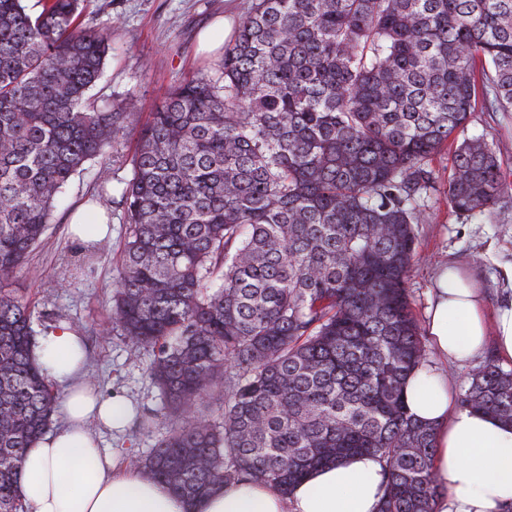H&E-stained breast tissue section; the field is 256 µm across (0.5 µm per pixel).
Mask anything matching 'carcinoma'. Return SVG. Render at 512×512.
Here are the masks:
<instances>
[{
    "label": "carcinoma",
    "instance_id": "carcinoma-1",
    "mask_svg": "<svg viewBox=\"0 0 512 512\" xmlns=\"http://www.w3.org/2000/svg\"><path fill=\"white\" fill-rule=\"evenodd\" d=\"M82 0H0V277L26 262L72 177L104 161L135 96L90 95L110 34ZM512 112V0H251L221 75L170 92L138 135L112 328L154 349L147 376L181 424L140 472L196 500L227 484L289 493L377 458L379 512H432L434 427L404 399L426 361L407 282L428 162L456 141L447 198L495 218L494 142ZM29 304L0 293V512H20L26 449L59 396L31 357ZM217 396L220 421L199 417ZM461 408L512 424V366L488 355ZM467 136L487 137L500 145L501 169L512 196V112H472L467 124Z\"/></svg>",
    "mask_w": 512,
    "mask_h": 512
}]
</instances>
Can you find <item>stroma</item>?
I'll return each instance as SVG.
<instances>
[{
    "label": "stroma",
    "instance_id": "1",
    "mask_svg": "<svg viewBox=\"0 0 512 512\" xmlns=\"http://www.w3.org/2000/svg\"><path fill=\"white\" fill-rule=\"evenodd\" d=\"M250 4L251 0H85L79 16L81 26L111 34L112 50L104 75L92 91L94 98L109 107L120 104L127 93H135L140 108L137 127L110 150L107 189L99 187L95 161L72 178L41 243L22 268L0 281V291L29 301L35 334L60 323L76 327L86 340L88 374L100 394L136 402L137 415L126 432L98 429L101 446L108 451L147 455L176 425L144 371L152 357L151 347L137 345L112 328V291L127 228L121 192L133 175L137 128L164 104L171 88L199 72L219 76L223 53L199 52L198 33L219 18L227 31H234ZM466 134L500 145L501 169L512 189V112L472 113ZM451 165V151L434 156L436 185L428 201L430 219L417 227V254L408 288L419 318L425 315L440 263H459L474 276L491 310L504 298L499 267L512 263V209L493 221L454 213L445 195ZM89 198L108 211L112 235L99 241L93 262L85 265L82 245L70 238L67 228L69 213Z\"/></svg>",
    "mask_w": 512,
    "mask_h": 512
}]
</instances>
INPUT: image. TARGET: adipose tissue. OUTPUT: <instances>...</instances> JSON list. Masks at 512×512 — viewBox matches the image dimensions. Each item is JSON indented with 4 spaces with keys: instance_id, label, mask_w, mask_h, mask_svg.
I'll list each match as a JSON object with an SVG mask.
<instances>
[{
    "instance_id": "adipose-tissue-1",
    "label": "adipose tissue",
    "mask_w": 512,
    "mask_h": 512,
    "mask_svg": "<svg viewBox=\"0 0 512 512\" xmlns=\"http://www.w3.org/2000/svg\"><path fill=\"white\" fill-rule=\"evenodd\" d=\"M436 365H423L405 387L417 420L435 428L433 468L442 489L432 512H505L512 506V425L460 407L445 365H463L494 339L502 363H512V300L487 312L474 277L441 266L425 314ZM33 354L48 378L63 387L65 425L26 449L21 464L23 512H378L383 470L374 456L358 455L320 468L281 495L257 482L221 488L187 503L167 485L102 452L90 430L128 426L133 407L100 397L86 378L79 334L69 325L48 330Z\"/></svg>"
}]
</instances>
